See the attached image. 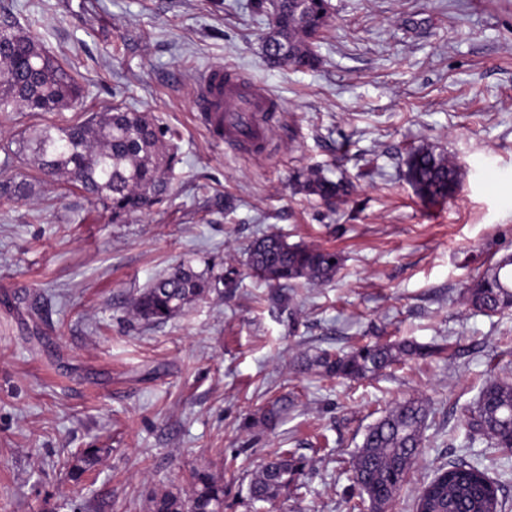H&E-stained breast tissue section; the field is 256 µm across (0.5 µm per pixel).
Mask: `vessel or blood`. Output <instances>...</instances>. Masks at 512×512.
Returning <instances> with one entry per match:
<instances>
[{"label": "vessel or blood", "mask_w": 512, "mask_h": 512, "mask_svg": "<svg viewBox=\"0 0 512 512\" xmlns=\"http://www.w3.org/2000/svg\"><path fill=\"white\" fill-rule=\"evenodd\" d=\"M196 104L213 137L253 152L262 150L265 135L257 115L275 107L262 86L241 80L223 66L212 65L197 76Z\"/></svg>", "instance_id": "vessel-or-blood-1"}]
</instances>
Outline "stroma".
<instances>
[{
  "label": "stroma",
  "instance_id": "stroma-1",
  "mask_svg": "<svg viewBox=\"0 0 512 512\" xmlns=\"http://www.w3.org/2000/svg\"><path fill=\"white\" fill-rule=\"evenodd\" d=\"M312 70L268 67V14L253 0H0L76 73L77 110L0 120V143L37 125L123 107L151 113L177 154L161 208L113 222L64 181L37 178L0 201V512H148L151 495L190 493L205 467L224 512H349L351 461L395 402L431 410L425 446L388 512L451 461L481 464L512 512V454L488 453L458 424L490 375L512 376V311L488 317L462 295L512 254V0H331ZM221 64L264 86L279 110L262 152L212 138L195 81ZM462 171L456 195L424 204L407 182L410 149ZM312 168L347 170L356 190L329 208L298 193ZM276 233L330 249L328 282L275 300L246 247ZM236 272L161 323L133 299L172 267ZM435 341L359 381L320 378L305 358L352 343ZM288 409L257 426L267 404ZM86 448L98 461L80 479ZM292 448L299 489L250 504L253 471Z\"/></svg>",
  "mask_w": 512,
  "mask_h": 512
}]
</instances>
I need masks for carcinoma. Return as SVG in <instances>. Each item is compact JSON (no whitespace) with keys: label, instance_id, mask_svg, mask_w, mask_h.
<instances>
[{"label":"carcinoma","instance_id":"1","mask_svg":"<svg viewBox=\"0 0 512 512\" xmlns=\"http://www.w3.org/2000/svg\"><path fill=\"white\" fill-rule=\"evenodd\" d=\"M328 19L321 5L300 11L281 2L272 30L264 37L263 52L271 67L291 65L313 69L319 62L317 42ZM82 86L71 69L50 56L17 21L0 25V115L13 112H63L82 97ZM3 147L0 170L21 159L46 177L77 186L92 203L112 214V220L149 211L169 196L166 171L174 156L164 147L161 131L145 112L124 110L95 112L76 124H47ZM405 177L416 194L431 203L445 202L457 190L460 168L442 153L427 147L408 152ZM353 184L345 173L336 179L312 171L300 181V190L327 204L350 195ZM32 184L24 179L0 182V199L30 196ZM247 264L269 284L289 288L332 280L341 258L327 249L290 244L277 235L257 239L249 248ZM231 288L234 270L211 279L180 265L158 278L133 301L135 315L161 323L182 314L218 283ZM466 304L475 312L494 316L512 310V254L491 262L464 291ZM436 344L413 341L385 345L362 344L349 350L323 349L305 360L329 379L360 380L374 376L403 357L438 353ZM286 405H268L257 423L269 429L281 420ZM430 416L429 406L418 398L398 402L366 430L352 465L359 498L368 500L372 512H387L404 482L419 448ZM462 425L470 437L485 436L490 447L512 451V380L494 378L482 387L476 404L464 415ZM101 449L87 448L75 460L71 474L78 478L96 461ZM305 460L280 450L253 473L249 495L254 502L272 503L296 487ZM192 491H167L151 498L149 512H224V484L206 468L191 473ZM498 488L487 469L451 462L422 489L416 509L424 512H501Z\"/></svg>","mask_w":512,"mask_h":512}]
</instances>
